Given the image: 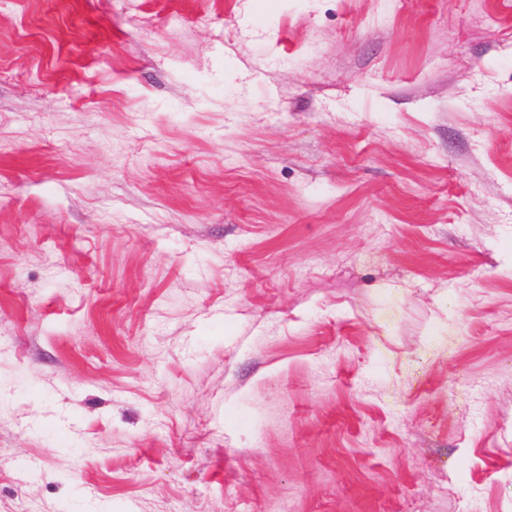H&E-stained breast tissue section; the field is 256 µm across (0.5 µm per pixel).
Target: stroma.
<instances>
[{
    "mask_svg": "<svg viewBox=\"0 0 512 512\" xmlns=\"http://www.w3.org/2000/svg\"><path fill=\"white\" fill-rule=\"evenodd\" d=\"M0 512H512V0H0Z\"/></svg>",
    "mask_w": 512,
    "mask_h": 512,
    "instance_id": "stroma-1",
    "label": "stroma"
}]
</instances>
